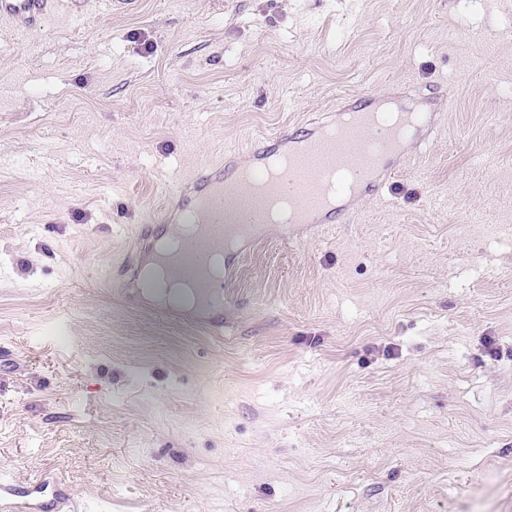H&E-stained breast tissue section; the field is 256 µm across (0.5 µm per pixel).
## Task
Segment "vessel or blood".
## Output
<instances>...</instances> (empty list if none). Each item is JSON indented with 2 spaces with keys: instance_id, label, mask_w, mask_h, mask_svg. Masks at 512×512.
Listing matches in <instances>:
<instances>
[{
  "instance_id": "vessel-or-blood-1",
  "label": "vessel or blood",
  "mask_w": 512,
  "mask_h": 512,
  "mask_svg": "<svg viewBox=\"0 0 512 512\" xmlns=\"http://www.w3.org/2000/svg\"><path fill=\"white\" fill-rule=\"evenodd\" d=\"M56 2L0 0V24L18 35L37 33ZM346 114L344 123L330 119L298 136L276 133L248 142L247 169L208 159L168 187L158 223L194 227L177 253L160 257L173 277L190 282L199 296L215 294L209 275L215 249L262 231L268 203L282 196L293 200L296 213L295 223L283 227L284 238L317 224L351 223L357 190L376 195L407 163V141L444 118L440 112H405L391 124L365 97L353 98Z\"/></svg>"
}]
</instances>
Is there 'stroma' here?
Returning <instances> with one entry per match:
<instances>
[{"label":"stroma","mask_w":512,"mask_h":512,"mask_svg":"<svg viewBox=\"0 0 512 512\" xmlns=\"http://www.w3.org/2000/svg\"><path fill=\"white\" fill-rule=\"evenodd\" d=\"M355 95L446 120L356 223L245 241L223 335L166 318L121 267L165 188ZM0 472L46 512H512V0L0 27Z\"/></svg>","instance_id":"1"}]
</instances>
